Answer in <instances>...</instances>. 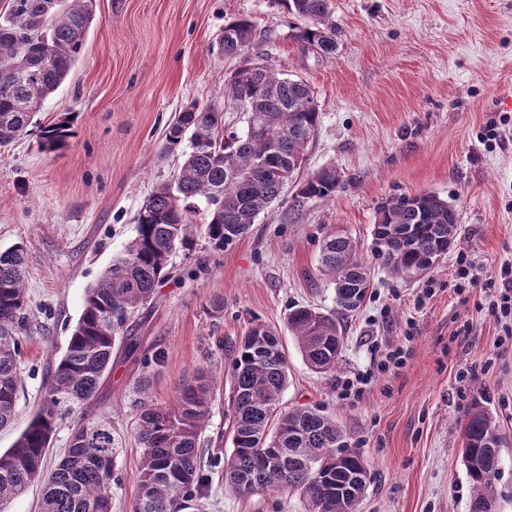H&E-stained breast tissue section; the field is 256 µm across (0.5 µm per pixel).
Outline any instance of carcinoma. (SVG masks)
Masks as SVG:
<instances>
[{
	"instance_id": "1",
	"label": "carcinoma",
	"mask_w": 512,
	"mask_h": 512,
	"mask_svg": "<svg viewBox=\"0 0 512 512\" xmlns=\"http://www.w3.org/2000/svg\"><path fill=\"white\" fill-rule=\"evenodd\" d=\"M288 13L305 21L291 37L329 56L336 51L330 0H287ZM95 0H8L0 11V147L30 132L43 103L78 61L95 20ZM254 25L239 18L224 26L220 52L236 58L252 48ZM224 111L191 104L165 130V149L186 145L174 181L159 185L135 217L136 236L87 289L66 350L48 376L38 411L14 446L0 454V506L31 483L43 484L41 512H112V490L121 485L118 440L108 419L82 417L72 428L67 453L54 470L46 457L58 421L94 399L112 365L117 335L152 297L173 253L190 242L195 201L208 210L202 229L217 249L248 232L257 216L294 185L290 206L336 195L343 179L324 169L296 177L314 139L321 112L311 85L284 77L261 62L224 80ZM241 127L225 120L240 102ZM70 118L39 131L45 152L62 148ZM390 245L374 231L378 254L397 276L431 270L458 234L460 216L448 202L423 193L389 200L379 211ZM27 252L17 243L0 249V428L15 415L20 387V333L28 320ZM319 272L335 287L336 310L299 307L288 329L317 373L336 369L342 349L339 317L357 310L368 288L366 264L347 236L330 234L319 253ZM228 404L232 448L202 452L198 439L216 399L210 369L181 385L172 404H158L140 390L137 441L141 448L139 493L132 512H204L208 475L223 469L226 492L246 496L271 490L299 494L304 512H357L370 482L363 454L351 448L323 410L288 412L280 395L288 383V357L277 331L253 320L234 350ZM462 461L473 488L469 512H493L501 473L503 436L490 409L476 402L461 426Z\"/></svg>"
}]
</instances>
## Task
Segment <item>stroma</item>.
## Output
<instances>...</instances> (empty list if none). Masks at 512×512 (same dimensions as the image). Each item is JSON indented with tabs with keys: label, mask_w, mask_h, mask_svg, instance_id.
Returning a JSON list of instances; mask_svg holds the SVG:
<instances>
[{
	"label": "stroma",
	"mask_w": 512,
	"mask_h": 512,
	"mask_svg": "<svg viewBox=\"0 0 512 512\" xmlns=\"http://www.w3.org/2000/svg\"><path fill=\"white\" fill-rule=\"evenodd\" d=\"M331 5L337 45L323 56L292 39L298 19L284 0H96L79 62L37 115L44 126L72 117L66 146L41 151L33 133L0 150V249L20 242L29 257L21 386L14 421L0 429L1 452L41 404L86 289L135 237L146 198L177 171L180 153L164 150L169 120L193 102L223 107L224 80L245 60L224 58L218 43L225 24L247 18L263 64L307 80L320 106L299 179L333 168L344 186L298 211L282 194L221 250L193 227L192 246L172 255L168 277L122 329L139 337V355L114 350L112 372L85 411L111 418L123 443L112 512H131L138 494V390L173 402L201 368L229 385L234 346L255 319L277 329L288 355L282 406L324 407L362 452L372 480L360 512H468L459 423L477 399L506 439L496 508L512 512V342L489 316L487 292L455 277L462 253L483 278L512 263V108L502 104L512 95V0ZM490 126L504 136L483 139ZM419 193L459 212L458 235L428 273L400 278L379 257L374 228L385 201ZM336 232L355 241L371 288L343 320L335 372L319 374L287 315L297 306L335 309L318 258ZM387 344L402 347L405 362L381 371ZM463 371L471 380H460ZM365 373L363 394L344 396V382ZM206 502V512H303L291 492L228 494L217 470Z\"/></svg>",
	"instance_id": "35a3bbf8"
}]
</instances>
